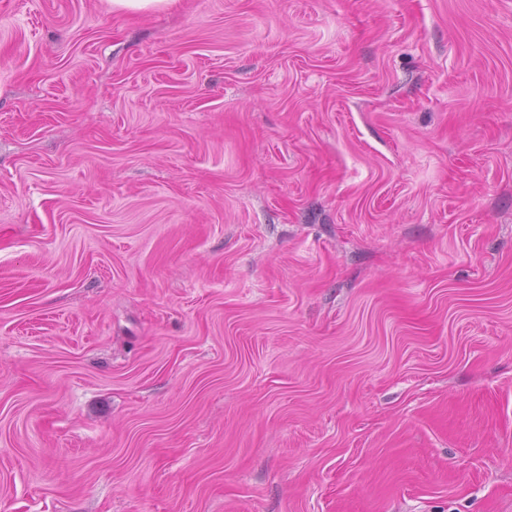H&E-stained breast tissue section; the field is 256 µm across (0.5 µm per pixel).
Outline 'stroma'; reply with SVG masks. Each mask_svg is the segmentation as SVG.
<instances>
[{
	"instance_id": "35a3bbf8",
	"label": "stroma",
	"mask_w": 512,
	"mask_h": 512,
	"mask_svg": "<svg viewBox=\"0 0 512 512\" xmlns=\"http://www.w3.org/2000/svg\"><path fill=\"white\" fill-rule=\"evenodd\" d=\"M0 512H512V0H0ZM111 2L114 10L136 13L165 9L176 3V0H111Z\"/></svg>"
}]
</instances>
